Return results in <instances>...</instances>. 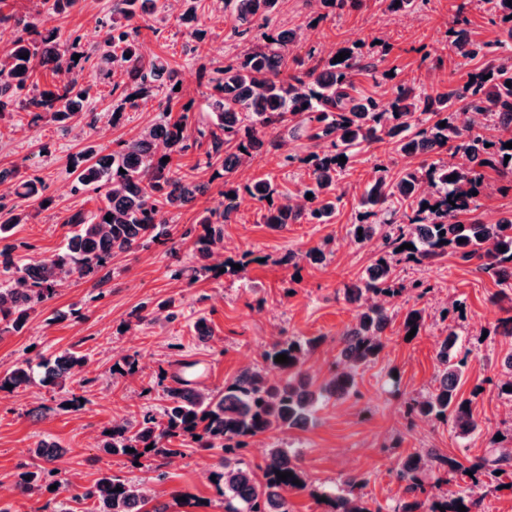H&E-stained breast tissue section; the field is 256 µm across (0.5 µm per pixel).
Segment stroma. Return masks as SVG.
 <instances>
[{
  "label": "stroma",
  "instance_id": "obj_1",
  "mask_svg": "<svg viewBox=\"0 0 512 512\" xmlns=\"http://www.w3.org/2000/svg\"><path fill=\"white\" fill-rule=\"evenodd\" d=\"M460 0H428L422 10L390 13L385 0H360L346 4L316 26L308 18L318 11L317 0H280L272 22L297 29L293 46L297 59L324 55L339 43L358 44L375 73H363L357 85L363 91L389 97L391 83L376 80V73L394 72L398 79L413 81L432 91L464 84L477 68L474 60L455 56L448 30ZM206 37L196 44L179 17L185 9L176 0L166 12L140 20L138 40L145 57L163 56L176 71L185 99L193 100V127L213 129L204 78L223 66L225 59L245 50L247 43L234 35L230 10L224 0H198ZM112 0H81L78 7L54 18L63 34L82 37L85 52L103 41V20ZM83 79L91 84L88 108L94 126L85 119L60 128L51 120L31 125L27 112L13 106L0 113V168H19L22 175L43 179L50 206L30 199H16L22 221L11 236L19 255L41 259L59 252L72 225L65 219L72 212L98 206L100 195L92 190L75 191V176L69 166L87 146L109 153L120 142L132 139L154 124L166 102L165 92L126 108L120 124H113L115 105L112 81L88 68ZM307 138L286 139L282 149H270L253 160L249 172L274 179L280 191L294 199L309 182L298 156L314 150ZM296 161L284 164V154ZM417 158L398 153L383 142L364 147L339 182L342 201L331 223L291 224L273 230L263 224L261 206L249 196L238 200V211L224 226L223 254L228 261L252 253L254 260L240 273L225 272L220 278L188 281L185 270L199 265L192 244L170 254L154 245L112 259L111 275L97 286L70 280L59 294L32 313L21 331L0 335V372L29 355L49 357L64 349L87 356L69 390L86 397L77 413L58 410L65 392L37 387L25 391H0V483L12 484L22 465L31 463V450L46 440L63 448L57 464L60 492L42 489L14 494L9 503L17 512H40L48 500H56L60 512L70 508L72 491L92 485L103 471L130 479L143 488H156L169 512H224V502L209 480L220 454L204 452L186 444L183 453L165 464L143 457L133 460L102 452L99 442L115 421H135L145 411L161 415L164 390L176 371V358L207 364L210 375L202 387L219 390L245 368L261 364L263 354L279 338L322 337L303 366L314 382L330 375L340 346L338 338L354 325L358 309L344 296L372 264L375 248L352 239L350 229L359 199L377 168L396 175L420 167ZM325 253L312 264L303 255L312 248ZM297 254V266L282 259ZM400 279H421L429 287L423 299L405 293L387 303L392 317L384 332V348L372 363L357 373L360 398L329 399L306 428L282 435L264 434L251 439L243 461L253 469L262 465L268 448L278 441L296 453L310 485L304 492L288 495V512H326L321 492L344 490L347 478L360 480L359 494L376 500L384 512H398L404 499L394 469L407 454L433 450L458 460L483 456L493 437L502 448H512V401L499 395L496 384L501 366L512 354V337L502 335L499 322L512 315V289L501 291L492 279L480 273L475 263L445 254L424 264L401 263ZM462 301L463 312L453 311ZM423 310L424 325L418 336L406 337L403 321L412 307ZM177 320H169L170 312ZM205 321L209 338L196 334L198 321ZM456 331L467 350L468 368L461 387L463 397L479 423L475 432L460 436L450 424L435 419L407 418L405 401L427 394L435 387L437 352L449 331ZM125 356L137 357L140 369L125 377L113 375L112 364ZM45 405L41 419L28 416L31 403Z\"/></svg>",
  "mask_w": 512,
  "mask_h": 512
}]
</instances>
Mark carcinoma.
Listing matches in <instances>:
<instances>
[{"instance_id": "cac0c4a2", "label": "carcinoma", "mask_w": 512, "mask_h": 512, "mask_svg": "<svg viewBox=\"0 0 512 512\" xmlns=\"http://www.w3.org/2000/svg\"><path fill=\"white\" fill-rule=\"evenodd\" d=\"M512 0H484L490 22L507 26V39L476 42L467 35V2L459 3L452 16L450 33L454 52L482 64L461 86L448 85L434 94L412 82L400 81L386 100L356 89L355 77L374 68V64L355 48L336 45L334 52L310 65L292 56L295 32L269 27L270 15L278 0H225L232 7L233 32L244 36L255 28L264 31L250 47L235 58L224 61L216 76L207 79L212 90V108L216 130L199 137L207 138L204 158L198 165L224 177L223 200L207 208L198 219L202 232L193 241L196 253L209 259L224 244L223 224L229 222L238 207L239 192L262 205V220L280 230L289 224H329L341 196L338 181L349 170L363 145L388 141L406 157L437 155L446 152L428 167L408 168L396 177L384 168L366 189L360 214L353 225V236L361 244L376 245L377 258L359 283L345 288V297L360 304L354 326L339 337L340 353L330 376L319 386L302 370L306 352L316 348L322 338L302 340L287 337L272 344L264 355V364L245 370L220 391L195 388L196 377L176 375L165 388L167 404L162 419L146 413L135 422L114 425L103 434L100 447L112 455L128 457L149 455L169 458L181 453L172 447L175 441L191 440L200 451L224 452L214 484L224 497V512H288L286 495L308 487L300 467L292 462L288 449L277 444L268 450L261 467L262 477L242 466V455L249 439L271 431L286 433L307 426L317 406L325 399H347L359 395L356 380L360 366L373 362L383 349L382 332L389 322L386 308L371 305L372 296L393 298L403 292L423 298L427 287L422 281L408 284L399 279L396 265L402 261L418 264L451 253L464 262L477 260V267L499 285L512 288V219L486 224L475 212L486 196L485 170L495 171L503 179H512ZM81 0H36L39 15L51 20L74 9ZM165 8L159 0H112L109 20L101 47V60L108 68L102 75L112 78V92L118 103L112 111V124L120 122L126 106L150 97L153 91L166 89L168 106L164 119L143 134L120 144V148L102 154L93 148L73 159L77 170L76 189L106 186L101 206L70 215L67 223L77 230L65 248L50 257L18 263L17 246L0 245V275L9 276V284L0 288V335L20 331L30 315L53 299L70 277L102 285L109 278L112 258L134 251L151 240H163L176 248L178 242L164 230L165 214L203 195L208 185L195 181L179 163L192 144L188 112L192 102L180 106V115H171L170 103L180 99L177 82L168 60L145 58L137 45L134 20ZM180 21L191 29L199 42L205 31L200 28L195 6H190ZM14 23L20 34L12 42L0 63V112L17 105L38 124L45 118L66 128V122L83 115L87 89L82 84L84 63L89 59L81 50V36L64 35L57 27L37 29L33 24L0 9V25ZM341 52L349 53L334 61ZM28 58H23V55ZM80 55L74 60V55ZM67 60L65 75L50 89L40 90L33 79L37 68ZM492 117L495 127L510 137L495 141L457 123L450 115L453 107ZM446 126H440V123ZM291 131L293 137L304 134L323 143L319 152H311L300 162L307 165L310 178V205L293 208L270 178L256 177L242 185L231 181L245 161H253L264 151L280 149L279 133ZM345 157L346 162L339 161ZM168 161H162V158ZM456 175L455 180L448 177ZM15 179L18 196L34 197L45 190L37 176L17 178V171L1 170L0 181ZM408 203L402 222L373 224L378 213L394 216L397 205ZM111 220H106V216ZM21 222L15 207L0 196V241ZM466 242L461 243L459 239ZM406 244L411 249H400ZM457 333L448 327V336L437 355L438 374L434 390L407 403V413L416 417H434L447 422L460 435L478 428L471 400L459 394L468 356L452 354ZM279 354L289 357L285 364L275 362ZM85 356L66 350L53 362L41 361L44 376L34 377L31 360L0 373V391L12 385V391L25 390L37 383L54 388L66 387L84 363ZM280 371L281 379L271 382L266 367ZM88 400L70 393L58 404L65 412L82 410ZM152 449H147L148 445ZM34 469L18 475L16 486L22 493L31 491L56 472L50 464L62 457L54 443L41 440L31 450ZM438 467L448 471V481L457 476L465 485L437 499H421L427 494L430 471L427 458L419 453L407 456L396 468L405 501L400 512H477L496 472L508 473L512 454L491 448L464 465L455 458H436ZM290 472L281 480L276 471ZM472 475H467V472ZM300 484H295V481ZM350 491L325 495L328 512H382L369 500L351 491L356 478L346 481ZM73 500L90 506V512H168V505H146L152 501L134 482L106 471L95 483L73 495Z\"/></svg>"}]
</instances>
